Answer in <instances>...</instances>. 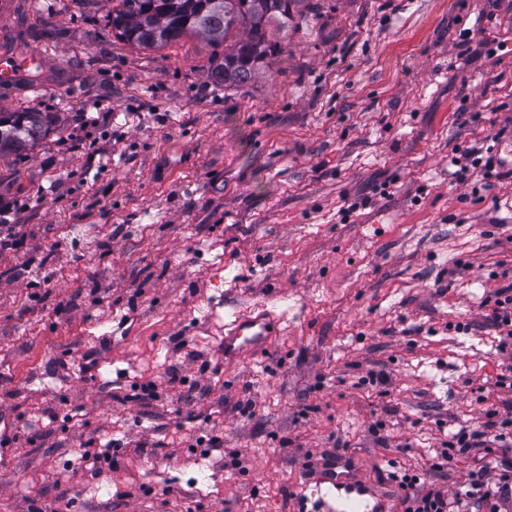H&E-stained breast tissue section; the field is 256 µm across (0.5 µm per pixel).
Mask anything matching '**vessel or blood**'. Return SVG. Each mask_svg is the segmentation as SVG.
I'll use <instances>...</instances> for the list:
<instances>
[{
  "label": "vessel or blood",
  "instance_id": "obj_1",
  "mask_svg": "<svg viewBox=\"0 0 512 512\" xmlns=\"http://www.w3.org/2000/svg\"><path fill=\"white\" fill-rule=\"evenodd\" d=\"M30 65L29 58L7 56L0 59V87H10L23 78ZM279 324L273 312L261 310L237 316L224 327V357L236 360L247 354L258 355L267 348ZM315 494L324 512H390L389 502L367 489L351 474L328 470L319 479Z\"/></svg>",
  "mask_w": 512,
  "mask_h": 512
}]
</instances>
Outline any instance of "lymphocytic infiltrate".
I'll return each instance as SVG.
<instances>
[{"instance_id":"f902f5d3","label":"lymphocytic infiltrate","mask_w":512,"mask_h":512,"mask_svg":"<svg viewBox=\"0 0 512 512\" xmlns=\"http://www.w3.org/2000/svg\"><path fill=\"white\" fill-rule=\"evenodd\" d=\"M486 301V327L497 331L500 353L512 352V281L489 291ZM483 417L480 428L449 431L432 458V470L444 472L476 449H500L505 459L471 469L464 481L448 486L426 483L415 471L405 472L395 512H504V504L512 502V460L507 457L512 451V402L484 409Z\"/></svg>"}]
</instances>
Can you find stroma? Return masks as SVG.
Here are the masks:
<instances>
[{
	"label": "stroma",
	"mask_w": 512,
	"mask_h": 512,
	"mask_svg": "<svg viewBox=\"0 0 512 512\" xmlns=\"http://www.w3.org/2000/svg\"><path fill=\"white\" fill-rule=\"evenodd\" d=\"M111 10L0 0V44L35 63L0 110L52 116L0 158V201L23 207L0 253V512H309L307 450L391 500L404 471L434 481L449 429L512 396L482 307L512 271V178L451 163L512 159V0H298L269 33L283 52L233 87L221 48H137ZM84 226L102 233L73 244ZM260 303L278 333L224 363L219 326Z\"/></svg>",
	"instance_id": "35a3bbf8"
}]
</instances>
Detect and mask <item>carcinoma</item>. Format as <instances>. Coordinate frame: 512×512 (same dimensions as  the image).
I'll use <instances>...</instances> for the list:
<instances>
[{
  "label": "carcinoma",
  "instance_id": "obj_1",
  "mask_svg": "<svg viewBox=\"0 0 512 512\" xmlns=\"http://www.w3.org/2000/svg\"><path fill=\"white\" fill-rule=\"evenodd\" d=\"M107 25L115 36L138 47H162L185 36L224 46L212 75L223 86H239L261 74L281 50L267 27L288 26L297 0H114ZM242 27L244 37L229 40ZM50 127L47 112H0V155L20 154Z\"/></svg>",
  "mask_w": 512,
  "mask_h": 512
}]
</instances>
